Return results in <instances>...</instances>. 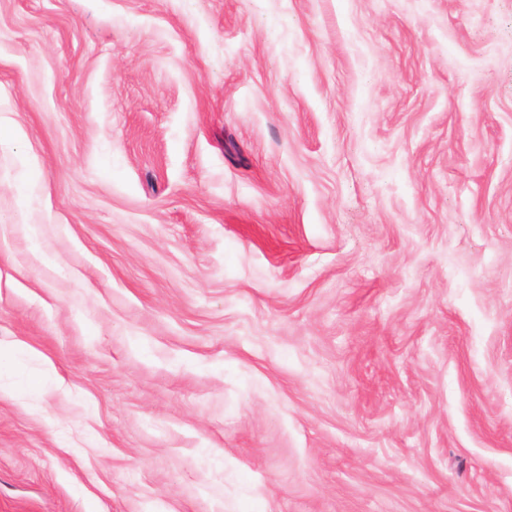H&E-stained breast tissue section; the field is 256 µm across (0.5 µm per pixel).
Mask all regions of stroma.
Instances as JSON below:
<instances>
[{
  "instance_id": "35a3bbf8",
  "label": "stroma",
  "mask_w": 512,
  "mask_h": 512,
  "mask_svg": "<svg viewBox=\"0 0 512 512\" xmlns=\"http://www.w3.org/2000/svg\"><path fill=\"white\" fill-rule=\"evenodd\" d=\"M0 512H512V0H0Z\"/></svg>"
}]
</instances>
